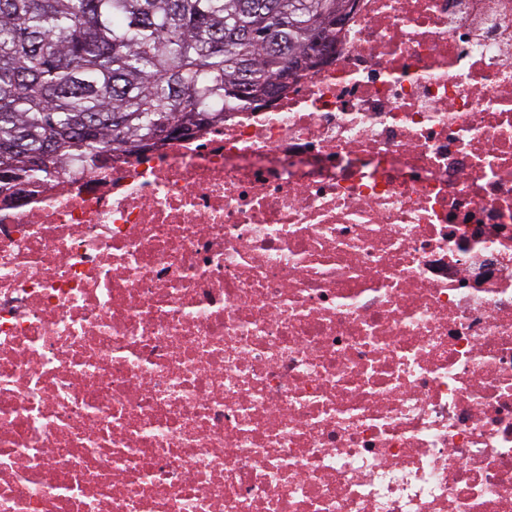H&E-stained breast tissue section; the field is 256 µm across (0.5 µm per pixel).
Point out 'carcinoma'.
<instances>
[{
    "label": "carcinoma",
    "mask_w": 512,
    "mask_h": 512,
    "mask_svg": "<svg viewBox=\"0 0 512 512\" xmlns=\"http://www.w3.org/2000/svg\"><path fill=\"white\" fill-rule=\"evenodd\" d=\"M347 0H0V196L271 98Z\"/></svg>",
    "instance_id": "carcinoma-1"
}]
</instances>
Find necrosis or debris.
<instances>
[{
  "mask_svg": "<svg viewBox=\"0 0 512 512\" xmlns=\"http://www.w3.org/2000/svg\"><path fill=\"white\" fill-rule=\"evenodd\" d=\"M0 512H512V0L0 204Z\"/></svg>",
  "mask_w": 512,
  "mask_h": 512,
  "instance_id": "necrosis-or-debris-1",
  "label": "necrosis or debris"
}]
</instances>
